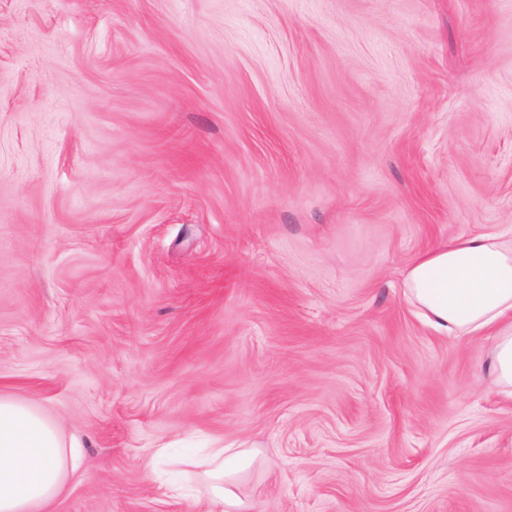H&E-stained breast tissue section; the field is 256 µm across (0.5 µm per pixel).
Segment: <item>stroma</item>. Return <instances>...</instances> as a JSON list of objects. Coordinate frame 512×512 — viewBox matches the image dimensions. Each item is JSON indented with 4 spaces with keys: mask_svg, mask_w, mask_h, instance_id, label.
I'll return each mask as SVG.
<instances>
[{
    "mask_svg": "<svg viewBox=\"0 0 512 512\" xmlns=\"http://www.w3.org/2000/svg\"><path fill=\"white\" fill-rule=\"evenodd\" d=\"M511 228L512 0H0V391L84 445L54 512H192L211 439L252 512H512L493 339L401 288Z\"/></svg>",
    "mask_w": 512,
    "mask_h": 512,
    "instance_id": "35a3bbf8",
    "label": "stroma"
}]
</instances>
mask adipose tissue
<instances>
[{"mask_svg":"<svg viewBox=\"0 0 512 512\" xmlns=\"http://www.w3.org/2000/svg\"><path fill=\"white\" fill-rule=\"evenodd\" d=\"M407 302L443 336L494 338L487 371L512 396V233L462 237L415 258L405 269ZM256 450L215 448L206 459L214 512H250L237 477ZM81 446L64 441L42 406L0 393V512H53L78 471Z\"/></svg>","mask_w":512,"mask_h":512,"instance_id":"ef3b65f1","label":"adipose tissue"}]
</instances>
